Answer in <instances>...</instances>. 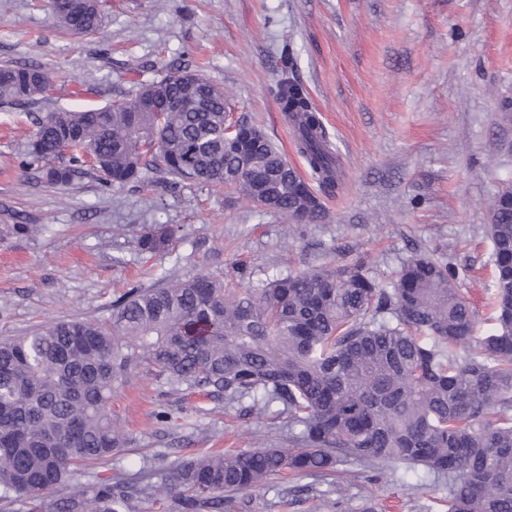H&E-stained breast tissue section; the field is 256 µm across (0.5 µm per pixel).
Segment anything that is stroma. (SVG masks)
Segmentation results:
<instances>
[{"label": "stroma", "instance_id": "stroma-1", "mask_svg": "<svg viewBox=\"0 0 512 512\" xmlns=\"http://www.w3.org/2000/svg\"><path fill=\"white\" fill-rule=\"evenodd\" d=\"M100 30L70 32L49 0H0V63L37 62L45 93L0 102V338L64 318L105 320L131 285L161 286L198 273L255 282L362 259L392 282L412 250L455 264L457 286L490 325L492 245L483 226L512 184V0H102ZM319 110L339 157L342 187L322 196V223L296 225L227 185L103 186L89 174L66 188L22 167L35 117L131 97L177 61L224 91L230 120L261 129L299 173L304 158L270 92L282 54ZM28 225L25 234L13 233ZM175 224L168 253H139L143 225ZM112 416L133 441L81 469L76 485L180 455L288 444V414L262 416L174 393L141 372L114 395ZM304 477L273 478L233 496L232 512H312ZM321 512H446L441 484L402 465L337 466L319 481Z\"/></svg>", "mask_w": 512, "mask_h": 512}]
</instances>
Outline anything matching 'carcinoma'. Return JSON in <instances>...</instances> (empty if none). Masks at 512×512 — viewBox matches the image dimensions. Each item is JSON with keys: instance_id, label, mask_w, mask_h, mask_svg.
Returning a JSON list of instances; mask_svg holds the SVG:
<instances>
[{"instance_id": "1", "label": "carcinoma", "mask_w": 512, "mask_h": 512, "mask_svg": "<svg viewBox=\"0 0 512 512\" xmlns=\"http://www.w3.org/2000/svg\"><path fill=\"white\" fill-rule=\"evenodd\" d=\"M58 23L93 33L102 5L53 0ZM286 58L271 88L295 133L309 178L283 167L269 138L245 121L226 125L224 95L201 74L172 67L135 97L35 118L26 169L66 187L93 169L109 187L150 181L232 182L256 206L296 223L318 224L323 193L340 189L330 135ZM34 62L0 64V101L22 104L45 92ZM147 94L155 112L135 111ZM180 103L175 109L172 104ZM493 251L491 327L457 288L448 258L420 251L380 285L360 260L321 266L248 288L197 274L159 287L136 284L112 302L107 321L64 319L0 341V488L31 512H138L149 497L171 512H226L225 493L247 492L274 476L324 477L355 461L399 463L419 480L448 479V512H512V186L485 225ZM171 225L145 224L136 247L163 255ZM178 392L195 387L224 406L256 415L288 411V447L227 450L174 460L168 482L115 478L47 499L80 464L121 453L132 441L112 421V396L142 370Z\"/></svg>"}]
</instances>
